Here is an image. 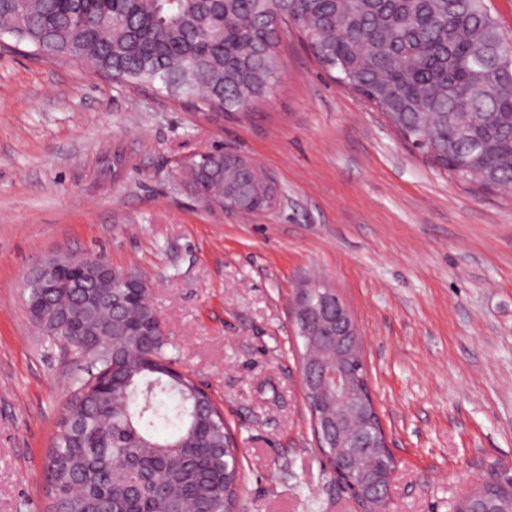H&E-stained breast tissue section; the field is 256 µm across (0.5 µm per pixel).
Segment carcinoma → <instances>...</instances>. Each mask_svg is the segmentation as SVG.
<instances>
[{
	"instance_id": "cac0c4a2",
	"label": "carcinoma",
	"mask_w": 512,
	"mask_h": 512,
	"mask_svg": "<svg viewBox=\"0 0 512 512\" xmlns=\"http://www.w3.org/2000/svg\"><path fill=\"white\" fill-rule=\"evenodd\" d=\"M290 16L329 76L369 98L411 150L458 181L512 191V36L487 0H0V45L231 116L282 80ZM186 178L220 208L234 200L224 189L238 188L249 210L267 209L272 181L250 164L208 156ZM46 302L100 330L70 337L85 365L48 456L46 512H231L238 449L209 394L169 375L176 361L151 288H79ZM388 463L365 452L353 474ZM483 497L512 507V489L488 485L455 512Z\"/></svg>"
}]
</instances>
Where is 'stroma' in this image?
Masks as SVG:
<instances>
[{"label":"stroma","mask_w":512,"mask_h":512,"mask_svg":"<svg viewBox=\"0 0 512 512\" xmlns=\"http://www.w3.org/2000/svg\"><path fill=\"white\" fill-rule=\"evenodd\" d=\"M284 77L215 119L70 62L0 54V512H44L46 458L82 359L30 322L27 272L55 253L142 273L167 351L236 440V512H360L317 446L292 306L317 282L360 335L396 466L390 512H452L512 484V194L452 179L295 28ZM230 151L265 170L261 214L210 209L179 167Z\"/></svg>","instance_id":"obj_1"}]
</instances>
